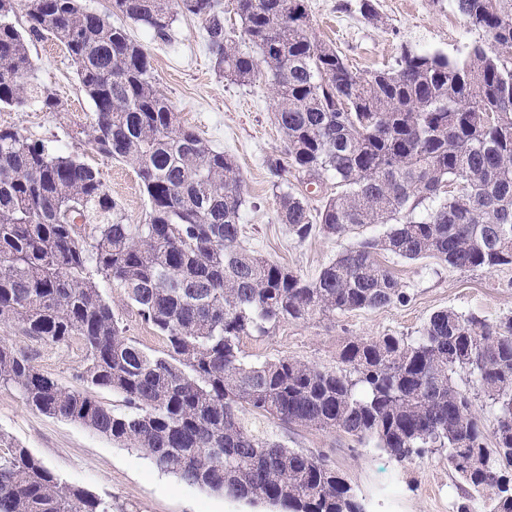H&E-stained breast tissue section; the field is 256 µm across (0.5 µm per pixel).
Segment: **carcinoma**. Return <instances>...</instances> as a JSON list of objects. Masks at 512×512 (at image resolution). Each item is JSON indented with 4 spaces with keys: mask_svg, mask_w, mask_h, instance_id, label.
<instances>
[{
    "mask_svg": "<svg viewBox=\"0 0 512 512\" xmlns=\"http://www.w3.org/2000/svg\"><path fill=\"white\" fill-rule=\"evenodd\" d=\"M240 50L217 0H111V12L171 40L179 15L202 19L215 68L240 85L270 78L286 157L268 160L336 191L312 208L279 183L278 216L299 240L387 230L336 256L315 278L239 245L242 178L158 89L146 48L81 0H42L25 24L0 0V106L54 112L32 77L28 44L66 49L94 112L80 134L134 166L150 209L125 222L98 173L14 128H0V325L52 344L80 340L86 389L42 373L0 338V385L39 412L139 450L180 481L285 512H366L323 454L252 433L239 412L286 427L339 431L399 463L446 455L469 501L512 512V316L433 313L415 338L354 337L339 366L243 361L242 337L282 320L380 309L407 297L379 255L436 259L461 271L512 270V0H454L482 34L456 57L402 48L369 75L312 32L305 0H236ZM166 349L127 336L104 288ZM465 380V385L457 379ZM92 388L122 396L117 413ZM485 398L484 414L473 395ZM0 512H112V501L62 483L27 449L0 453Z\"/></svg>",
    "mask_w": 512,
    "mask_h": 512,
    "instance_id": "cac0c4a2",
    "label": "carcinoma"
}]
</instances>
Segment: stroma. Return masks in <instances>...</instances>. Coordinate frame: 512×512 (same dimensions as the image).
<instances>
[{
  "label": "stroma",
  "mask_w": 512,
  "mask_h": 512,
  "mask_svg": "<svg viewBox=\"0 0 512 512\" xmlns=\"http://www.w3.org/2000/svg\"><path fill=\"white\" fill-rule=\"evenodd\" d=\"M307 0L316 35L346 55L350 65L367 74L394 65L401 46L456 56L472 41L464 19L451 0H375L381 23L367 22L349 0ZM134 41L151 56L154 78L182 124L194 129L212 148L232 156L241 173V247L305 276H316L346 248L360 239L383 233L380 225L355 229L337 238L315 231L297 241L281 224L277 212L276 177L269 157L284 154L276 101L266 75L251 84L230 83L219 75L205 40L202 21L177 17L172 40H153L143 26L127 24ZM29 53L37 82L61 101L57 112L36 107L0 108V127H14L26 137L42 140L78 155L98 171L118 202L127 223H144L149 209L132 165L108 160L79 133L93 107L82 90L64 47L52 40H33ZM384 262L408 293L407 302L386 308L324 316L311 321H283L263 336L241 340L246 363L288 357L335 367L345 342L353 337L413 336L436 311L452 309L490 320L512 315V271L466 272L427 258L407 261L388 254ZM127 335L147 351L163 349L164 340L129 312L123 295L106 290ZM0 338L25 348L35 365L59 383L80 388L77 374L84 360L79 343L37 342L17 327L0 326ZM243 416L258 431L304 452L327 451L336 469L362 496L367 512H458L464 498L460 480L444 455L430 453L403 466L381 451L357 444L335 430L284 428L277 420L251 411ZM0 433L48 466L63 482L111 498L115 512H280L268 504L233 500L182 483L161 472L142 452L113 442L84 426L46 416L28 406L20 393L0 386Z\"/></svg>",
  "instance_id": "1"
}]
</instances>
